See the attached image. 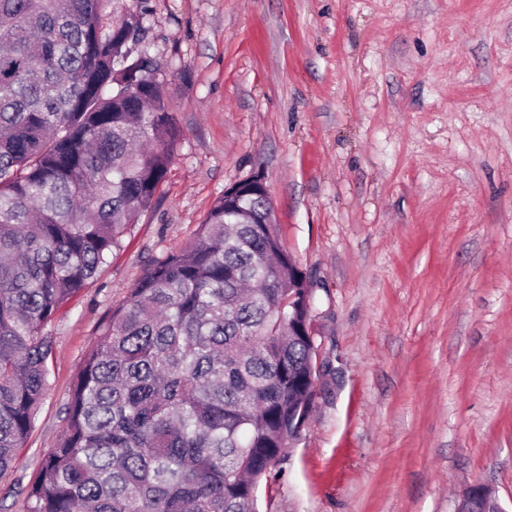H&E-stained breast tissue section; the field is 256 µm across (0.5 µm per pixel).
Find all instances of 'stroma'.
I'll list each match as a JSON object with an SVG mask.
<instances>
[{
  "label": "stroma",
  "instance_id": "obj_1",
  "mask_svg": "<svg viewBox=\"0 0 512 512\" xmlns=\"http://www.w3.org/2000/svg\"><path fill=\"white\" fill-rule=\"evenodd\" d=\"M148 6L184 137L153 208L50 326V391L0 512H27L104 314L258 172L320 358L261 512H453L478 482L512 512V0Z\"/></svg>",
  "mask_w": 512,
  "mask_h": 512
}]
</instances>
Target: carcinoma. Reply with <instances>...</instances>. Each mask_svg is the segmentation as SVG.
<instances>
[{
  "label": "carcinoma",
  "mask_w": 512,
  "mask_h": 512,
  "mask_svg": "<svg viewBox=\"0 0 512 512\" xmlns=\"http://www.w3.org/2000/svg\"><path fill=\"white\" fill-rule=\"evenodd\" d=\"M147 0H0V476L50 389L48 326L153 205L182 129ZM263 195L219 197L102 319L28 512H258L313 398L302 272ZM295 335H277V323Z\"/></svg>",
  "instance_id": "1"
}]
</instances>
